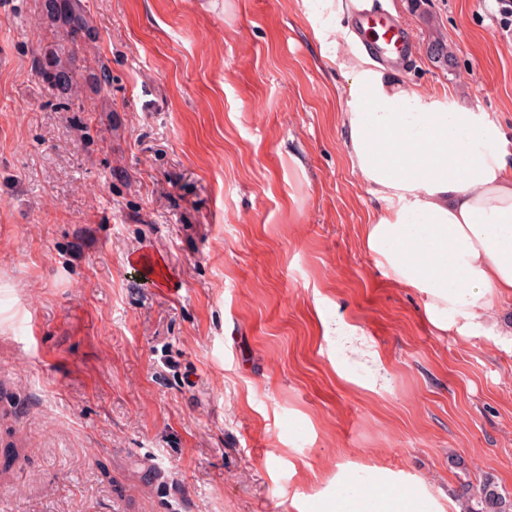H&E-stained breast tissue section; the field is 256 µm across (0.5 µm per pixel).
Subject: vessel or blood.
Returning <instances> with one entry per match:
<instances>
[{
    "label": "vessel or blood",
    "instance_id": "b4317fda",
    "mask_svg": "<svg viewBox=\"0 0 512 512\" xmlns=\"http://www.w3.org/2000/svg\"><path fill=\"white\" fill-rule=\"evenodd\" d=\"M355 33L367 52L383 62H397L411 54V43L405 27L383 7L359 12ZM130 265L143 278L156 279L160 268L154 256L132 253Z\"/></svg>",
    "mask_w": 512,
    "mask_h": 512
}]
</instances>
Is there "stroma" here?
I'll list each match as a JSON object with an SVG mask.
<instances>
[{"instance_id":"stroma-1","label":"stroma","mask_w":512,"mask_h":512,"mask_svg":"<svg viewBox=\"0 0 512 512\" xmlns=\"http://www.w3.org/2000/svg\"><path fill=\"white\" fill-rule=\"evenodd\" d=\"M387 3L411 87L512 138L494 0ZM44 4L0 0V512H332L367 466L436 512L465 471L512 494V343L438 330L375 265L347 80L299 0H87L75 43ZM73 54L70 52H60L54 55L49 63L43 69L42 76L46 82L53 89L67 94L75 84H77L76 74L73 70L72 63ZM129 263L143 278L153 280L159 277L160 268L157 265V261L154 256L148 253H132L130 255ZM336 333V338L341 343V349L345 355L355 356L377 368L380 367V357L369 342L362 330L355 326L345 325L336 321V328L326 325V334Z\"/></svg>"}]
</instances>
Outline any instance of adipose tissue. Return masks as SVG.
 I'll list each match as a JSON object with an SVG mask.
<instances>
[{
	"label": "adipose tissue",
	"instance_id": "adipose-tissue-1",
	"mask_svg": "<svg viewBox=\"0 0 512 512\" xmlns=\"http://www.w3.org/2000/svg\"><path fill=\"white\" fill-rule=\"evenodd\" d=\"M366 0H302L313 35L348 78L341 124L355 169L380 203L366 247L397 283L425 297L439 329L495 331L490 307L512 297V153L484 113L412 89L398 71L336 36ZM336 512H433L387 484L375 498L349 484Z\"/></svg>",
	"mask_w": 512,
	"mask_h": 512
}]
</instances>
